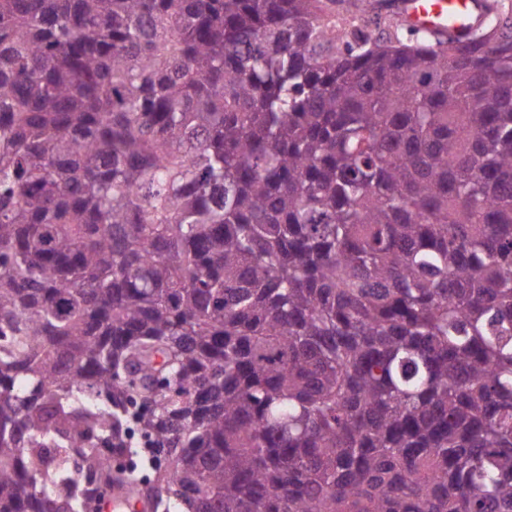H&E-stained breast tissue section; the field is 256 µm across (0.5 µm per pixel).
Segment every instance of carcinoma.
<instances>
[{
	"label": "carcinoma",
	"mask_w": 512,
	"mask_h": 512,
	"mask_svg": "<svg viewBox=\"0 0 512 512\" xmlns=\"http://www.w3.org/2000/svg\"><path fill=\"white\" fill-rule=\"evenodd\" d=\"M0 0V512H512V6ZM475 0H406L405 16L421 29L462 32L476 18ZM91 482L93 485L98 486L102 491V497L108 494H112V503L107 502L102 506L100 504V510L106 512H134L142 511L140 490L136 484L125 482L119 476H114V482L117 487H114L112 491V482L99 477L97 475L91 476ZM101 497V498H102Z\"/></svg>",
	"instance_id": "obj_1"
}]
</instances>
